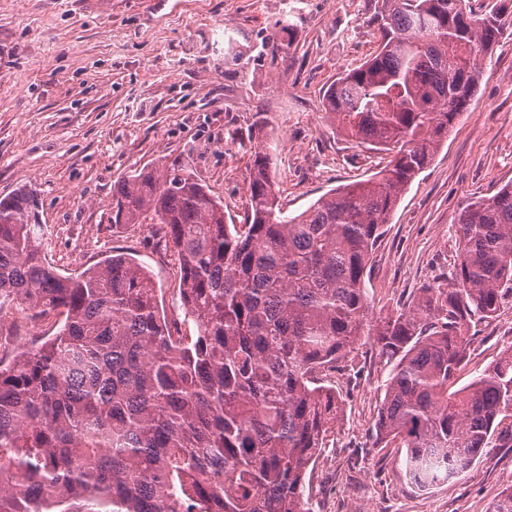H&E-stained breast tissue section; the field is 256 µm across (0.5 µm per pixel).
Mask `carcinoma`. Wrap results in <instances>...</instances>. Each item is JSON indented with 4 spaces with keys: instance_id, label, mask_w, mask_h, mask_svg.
I'll return each instance as SVG.
<instances>
[{
    "instance_id": "cac0c4a2",
    "label": "carcinoma",
    "mask_w": 512,
    "mask_h": 512,
    "mask_svg": "<svg viewBox=\"0 0 512 512\" xmlns=\"http://www.w3.org/2000/svg\"><path fill=\"white\" fill-rule=\"evenodd\" d=\"M506 12L382 0V44L328 87L324 110L390 160L299 214L260 152L242 224L178 168L114 185L113 224L166 226L195 336L172 334L129 255L63 275L30 221L31 189L0 199V310L61 316L41 346L0 359V512H310L307 471L341 414L320 375L366 336L389 364L375 445L404 451L412 487L511 448L512 347L452 384L472 329L512 298V185L462 210L452 276L407 310L371 324L366 288L382 227L475 96ZM488 512H512V486Z\"/></svg>"
}]
</instances>
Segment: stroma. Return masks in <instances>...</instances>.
Returning <instances> with one entry per match:
<instances>
[{
  "instance_id": "stroma-1",
  "label": "stroma",
  "mask_w": 512,
  "mask_h": 512,
  "mask_svg": "<svg viewBox=\"0 0 512 512\" xmlns=\"http://www.w3.org/2000/svg\"><path fill=\"white\" fill-rule=\"evenodd\" d=\"M378 0H0V198L37 190L44 251L63 274L114 251L150 271L182 336L179 268L157 224L112 222V187L152 164L188 167L242 223L255 152L269 154L289 213L384 164L323 110L340 73L382 40ZM295 25L289 49L274 46ZM512 183V35L482 63L478 92L402 193L372 255V314L407 308L448 275L471 202ZM512 345V302L473 332L459 385ZM353 369L323 373L341 418L305 480L310 512H487L512 486V448L486 449L460 477L412 490L401 454L375 445L388 370L372 341Z\"/></svg>"
}]
</instances>
